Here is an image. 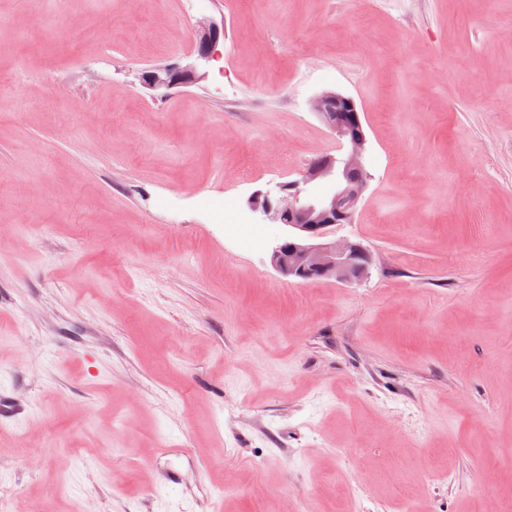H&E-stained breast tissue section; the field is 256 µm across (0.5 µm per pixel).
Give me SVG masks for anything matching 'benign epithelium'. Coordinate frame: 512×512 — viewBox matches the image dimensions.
<instances>
[{
    "instance_id": "7a95c632",
    "label": "benign epithelium",
    "mask_w": 512,
    "mask_h": 512,
    "mask_svg": "<svg viewBox=\"0 0 512 512\" xmlns=\"http://www.w3.org/2000/svg\"><path fill=\"white\" fill-rule=\"evenodd\" d=\"M224 26L202 21L195 30L196 59L209 61ZM207 72L195 62L151 67L141 83L153 91L201 83ZM320 121L348 144L342 156L324 155L311 161L300 178L278 185L275 192L255 193L249 205L265 219L288 227V235L273 249L271 262L283 276L309 283L316 276L342 284L363 280L372 263L370 252L359 242L337 238L338 224L354 221L367 187L363 165L367 135L353 98L325 91L312 102Z\"/></svg>"
}]
</instances>
